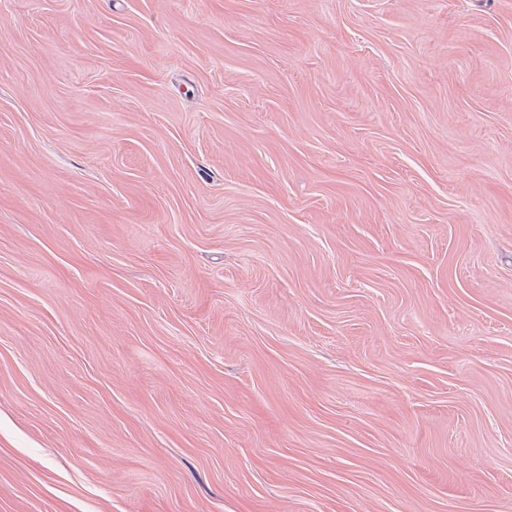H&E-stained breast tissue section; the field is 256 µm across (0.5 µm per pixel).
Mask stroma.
<instances>
[{"label": "stroma", "instance_id": "obj_1", "mask_svg": "<svg viewBox=\"0 0 512 512\" xmlns=\"http://www.w3.org/2000/svg\"><path fill=\"white\" fill-rule=\"evenodd\" d=\"M0 512H512V0H0Z\"/></svg>", "mask_w": 512, "mask_h": 512}]
</instances>
